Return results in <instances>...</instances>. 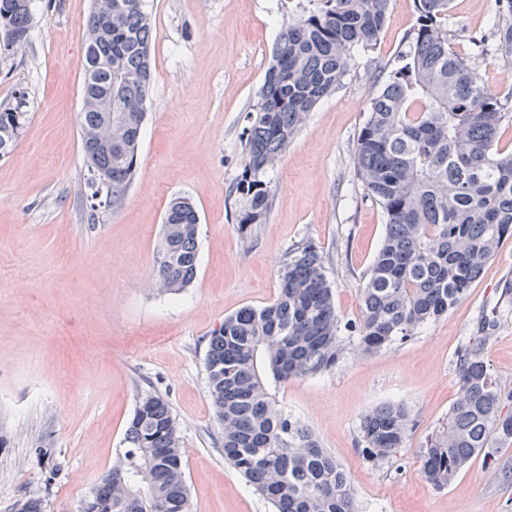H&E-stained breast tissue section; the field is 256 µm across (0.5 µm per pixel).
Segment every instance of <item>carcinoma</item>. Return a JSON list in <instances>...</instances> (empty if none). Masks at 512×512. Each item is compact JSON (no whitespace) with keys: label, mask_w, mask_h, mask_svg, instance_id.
<instances>
[{"label":"carcinoma","mask_w":512,"mask_h":512,"mask_svg":"<svg viewBox=\"0 0 512 512\" xmlns=\"http://www.w3.org/2000/svg\"><path fill=\"white\" fill-rule=\"evenodd\" d=\"M106 17L96 11L87 31L110 30L86 46L82 87L124 111L112 149L82 142L89 167L109 178L105 202L120 199L137 169L141 127L152 81V23L147 0H118ZM390 0H308L283 29L265 73L260 101L244 128L247 161L231 189L242 231L266 222L272 198L268 172L306 116L336 90L359 50L376 45ZM451 0H415L418 18L406 35L399 66L371 100L359 133L354 175L385 218V236L359 285L361 353L372 354L417 334L467 295L500 243L512 237V152L499 147L512 126V94L477 84L468 59L448 38ZM32 0H0V53L29 40ZM495 50L512 58V0H496ZM119 60L115 82L109 64ZM27 92L0 106V157L25 132ZM106 113H78L93 132ZM199 216L186 198L173 199L156 244L154 281L166 292L196 277ZM475 336L456 361L458 390L448 423L420 455V475L444 489L488 447L493 435L512 442V413ZM343 351L341 320L325 257L311 244L289 253L275 301L224 318L208 337L206 371L224 459L275 512H358L350 477L314 433L278 409L275 394L291 379L336 365ZM411 430L408 408L385 403L361 419L363 456L389 462ZM121 464L93 488L112 512H189L179 424L167 400L138 396L125 431Z\"/></svg>","instance_id":"carcinoma-1"}]
</instances>
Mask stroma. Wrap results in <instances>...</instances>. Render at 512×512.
Listing matches in <instances>:
<instances>
[{
	"mask_svg": "<svg viewBox=\"0 0 512 512\" xmlns=\"http://www.w3.org/2000/svg\"><path fill=\"white\" fill-rule=\"evenodd\" d=\"M306 0H150L154 77L136 173L118 205H92L78 113L93 0H33L28 43L0 55V104L15 88L30 120L0 159V512L27 498L79 512L124 451L138 396H164L179 423L190 512H274L224 460L205 356L210 332L246 306L272 303L289 251L326 258L343 322L385 219L353 173L370 102L416 24L391 0L374 49L309 113L271 172L266 223L241 232L231 187L246 160V115L281 30ZM495 0H452L448 31L478 83L512 91V60L471 58L465 34L493 43ZM195 206L198 272L177 293L145 288L170 201ZM488 334L485 359L512 391V238L448 314L411 339L364 355L355 338L331 370L289 381L276 398L346 469L360 512H512V443L491 438L494 469L475 457L446 489L427 484L420 451L448 418L456 354ZM404 403L412 430L396 463L367 461L362 416Z\"/></svg>",
	"mask_w": 512,
	"mask_h": 512,
	"instance_id": "35a3bbf8",
	"label": "stroma"
}]
</instances>
